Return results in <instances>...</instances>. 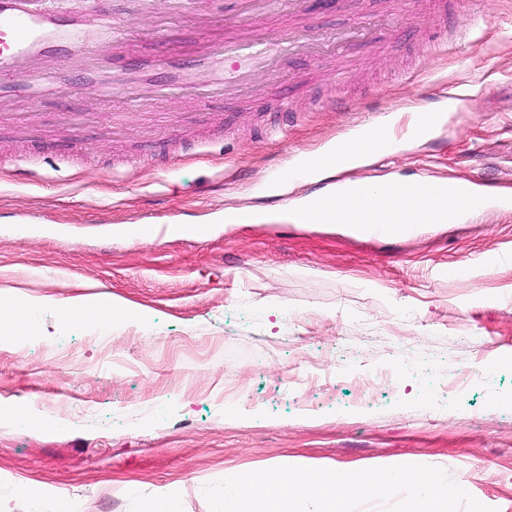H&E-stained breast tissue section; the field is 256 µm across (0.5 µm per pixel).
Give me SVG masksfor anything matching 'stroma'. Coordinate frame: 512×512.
<instances>
[{
    "instance_id": "obj_1",
    "label": "stroma",
    "mask_w": 512,
    "mask_h": 512,
    "mask_svg": "<svg viewBox=\"0 0 512 512\" xmlns=\"http://www.w3.org/2000/svg\"><path fill=\"white\" fill-rule=\"evenodd\" d=\"M58 2L87 44L109 19L119 73L232 32L271 42L282 22L326 47L255 71L247 98L217 85L116 95L85 79L78 53L66 92L0 108V290L57 302L0 343V416L18 419L0 426V512L63 497L81 512H145L173 483L181 512H210L207 484L284 459L435 466L512 512V214L374 239L286 220L304 185L265 190L351 125L438 112L454 93L469 102L434 138L353 177L512 190V0H298L262 18L234 0ZM477 12L485 26L458 44ZM383 18L388 46L333 49L337 32ZM329 94L356 111L318 106ZM230 210L262 219L224 223ZM164 224L197 233L163 236ZM81 284L147 323L102 336L63 320Z\"/></svg>"
}]
</instances>
